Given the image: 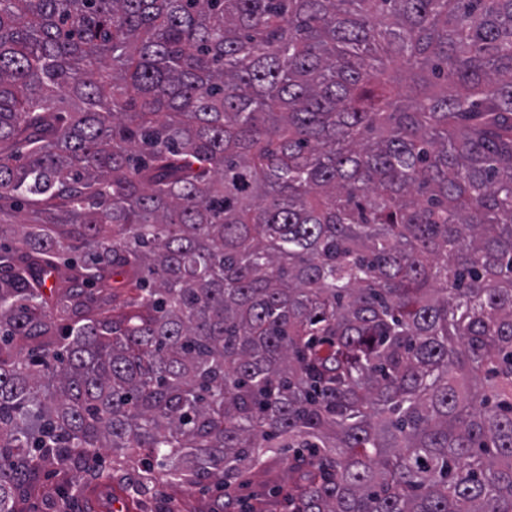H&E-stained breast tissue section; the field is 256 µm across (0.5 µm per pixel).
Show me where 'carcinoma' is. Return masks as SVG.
<instances>
[{"mask_svg": "<svg viewBox=\"0 0 512 512\" xmlns=\"http://www.w3.org/2000/svg\"><path fill=\"white\" fill-rule=\"evenodd\" d=\"M47 469L512 512V0H0V512ZM270 473L268 476L255 475L251 481L236 490V495L245 497L262 491L266 479H274L282 484H288V449L273 456L269 461Z\"/></svg>", "mask_w": 512, "mask_h": 512, "instance_id": "obj_1", "label": "carcinoma"}]
</instances>
